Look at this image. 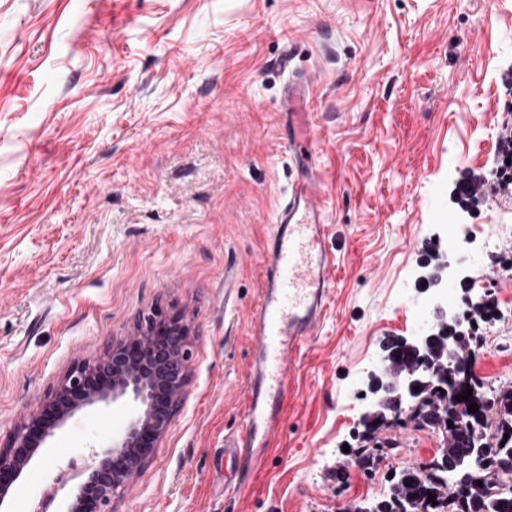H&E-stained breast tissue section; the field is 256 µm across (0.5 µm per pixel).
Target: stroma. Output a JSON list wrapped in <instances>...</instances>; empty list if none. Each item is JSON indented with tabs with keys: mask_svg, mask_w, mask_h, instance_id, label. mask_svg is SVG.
Segmentation results:
<instances>
[{
	"mask_svg": "<svg viewBox=\"0 0 512 512\" xmlns=\"http://www.w3.org/2000/svg\"><path fill=\"white\" fill-rule=\"evenodd\" d=\"M289 55L311 81L334 288L293 365L249 487L216 462L246 407L247 318L274 214L298 177L281 140ZM512 131V0H0V444L76 363L159 307L190 328L170 428L112 512H354L440 433L386 428L371 473L349 453L382 345L440 296L512 308V270L430 285L449 229L512 224L496 191ZM477 183L468 201L458 188ZM490 282L483 290L482 282ZM476 374L512 389V316ZM85 409L24 472L10 512L125 425Z\"/></svg>",
	"mask_w": 512,
	"mask_h": 512,
	"instance_id": "stroma-1",
	"label": "stroma"
}]
</instances>
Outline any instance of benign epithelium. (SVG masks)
<instances>
[{"label":"benign epithelium","mask_w":512,"mask_h":512,"mask_svg":"<svg viewBox=\"0 0 512 512\" xmlns=\"http://www.w3.org/2000/svg\"><path fill=\"white\" fill-rule=\"evenodd\" d=\"M457 316L458 312L439 305L435 322L408 338L407 346L419 361H426L428 344L439 340L436 330ZM190 357L189 327L156 308L140 316L135 333L112 344L103 356L75 364L19 417L0 448V507L8 504L29 463L78 413L96 405L127 404L133 407L132 416L111 446L92 452V461L81 472V490L64 510L112 512L114 500L129 491L138 467L171 424L187 382ZM379 371L389 377L395 390L416 387L409 373L386 356L381 357ZM408 403L406 392L375 398L362 420H370L382 408Z\"/></svg>","instance_id":"benign-epithelium-1"}]
</instances>
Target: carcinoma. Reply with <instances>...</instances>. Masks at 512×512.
Segmentation results:
<instances>
[{
    "label": "carcinoma",
    "mask_w": 512,
    "mask_h": 512,
    "mask_svg": "<svg viewBox=\"0 0 512 512\" xmlns=\"http://www.w3.org/2000/svg\"><path fill=\"white\" fill-rule=\"evenodd\" d=\"M492 301L465 305L461 318L467 324L492 313ZM479 339L453 330L443 353L433 360L429 384L418 395L409 420L420 427L442 432L443 448L426 471L403 468L395 474L381 498L363 512H512V490L494 491L493 479H512V390L501 389L490 396L485 382L474 372ZM472 390L461 402L456 396ZM448 402L444 429L430 418ZM475 403L478 411L468 412ZM405 409L379 422L365 425L364 438L397 424ZM482 485H477V482ZM434 495V501L428 495Z\"/></svg>",
    "instance_id": "1"
}]
</instances>
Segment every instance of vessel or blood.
<instances>
[{"label": "vessel or blood", "instance_id": "1", "mask_svg": "<svg viewBox=\"0 0 512 512\" xmlns=\"http://www.w3.org/2000/svg\"><path fill=\"white\" fill-rule=\"evenodd\" d=\"M307 84L306 77L297 75L284 89L285 146L301 172L267 238L261 256V297L249 315L247 412L238 433L225 440L223 448L225 456L248 464L233 481L237 490L248 485L259 453L282 421L292 360L317 331L333 284L334 258L326 245L322 181L302 96Z\"/></svg>", "mask_w": 512, "mask_h": 512}]
</instances>
